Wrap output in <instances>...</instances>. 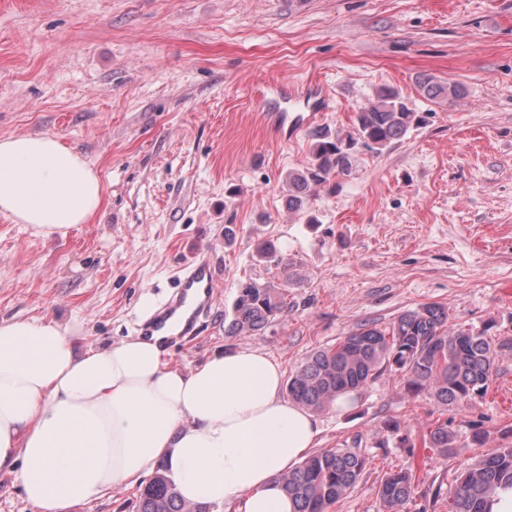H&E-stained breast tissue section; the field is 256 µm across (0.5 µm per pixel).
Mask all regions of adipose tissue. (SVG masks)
<instances>
[{
  "label": "adipose tissue",
  "instance_id": "adipose-tissue-1",
  "mask_svg": "<svg viewBox=\"0 0 512 512\" xmlns=\"http://www.w3.org/2000/svg\"><path fill=\"white\" fill-rule=\"evenodd\" d=\"M102 200L98 172L57 138L0 137V212L16 223L64 236ZM190 312L83 352L54 320L0 322V473L39 512H70L161 465L188 503L296 512L280 478L317 447L316 417L282 398L281 367L262 351L167 364Z\"/></svg>",
  "mask_w": 512,
  "mask_h": 512
}]
</instances>
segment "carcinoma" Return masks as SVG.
Here are the masks:
<instances>
[{
	"mask_svg": "<svg viewBox=\"0 0 512 512\" xmlns=\"http://www.w3.org/2000/svg\"><path fill=\"white\" fill-rule=\"evenodd\" d=\"M418 87L428 100L454 103L466 95L463 86L434 76L421 78ZM419 122L420 116L399 89L382 85L373 101L354 113L351 130L344 134L326 127L312 130L311 164L285 177L288 209L303 211L316 188L350 175L358 147L378 154L402 141ZM286 306L285 293L253 280L241 282L224 333L259 332ZM448 319L446 308L425 304L402 313L386 329L365 326L335 346L306 357L288 377V396L319 411L394 369L407 377L411 392L425 391L442 405L461 409L486 392L497 352L512 345L502 340L495 343L483 331L451 329ZM456 439L448 422H437L429 432L428 445L445 458ZM366 465L364 450L356 446L323 449L282 475L280 483L294 498L297 512H327L355 488ZM413 484L408 469L386 474L378 488L385 512H404ZM505 486H512V446L486 454L460 473L448 512H489L490 498ZM137 512H209V506L183 501L160 467L141 489Z\"/></svg>",
	"mask_w": 512,
	"mask_h": 512,
	"instance_id": "obj_1",
	"label": "carcinoma"
}]
</instances>
